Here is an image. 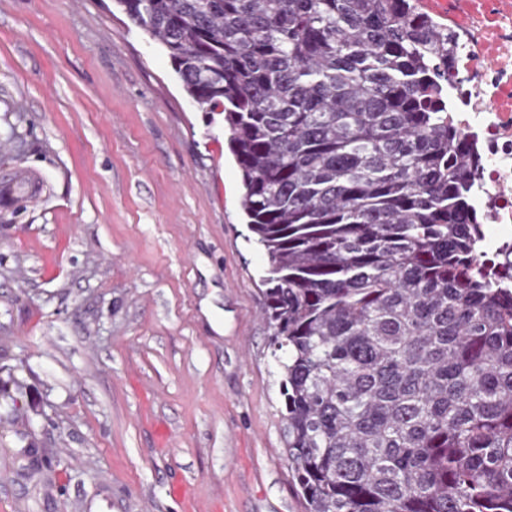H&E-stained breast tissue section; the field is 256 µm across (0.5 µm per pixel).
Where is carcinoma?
<instances>
[{"label": "carcinoma", "mask_w": 512, "mask_h": 512, "mask_svg": "<svg viewBox=\"0 0 512 512\" xmlns=\"http://www.w3.org/2000/svg\"><path fill=\"white\" fill-rule=\"evenodd\" d=\"M222 110L306 512H512V288L418 0H115Z\"/></svg>", "instance_id": "carcinoma-1"}]
</instances>
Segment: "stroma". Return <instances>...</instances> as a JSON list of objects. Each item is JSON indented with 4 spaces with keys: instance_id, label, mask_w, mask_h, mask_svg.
<instances>
[{
    "instance_id": "35a3bbf8",
    "label": "stroma",
    "mask_w": 512,
    "mask_h": 512,
    "mask_svg": "<svg viewBox=\"0 0 512 512\" xmlns=\"http://www.w3.org/2000/svg\"><path fill=\"white\" fill-rule=\"evenodd\" d=\"M16 165L46 191L0 210V512H305L223 118L114 0H0Z\"/></svg>"
}]
</instances>
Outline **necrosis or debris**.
<instances>
[{
    "label": "necrosis or debris",
    "instance_id": "obj_1",
    "mask_svg": "<svg viewBox=\"0 0 512 512\" xmlns=\"http://www.w3.org/2000/svg\"><path fill=\"white\" fill-rule=\"evenodd\" d=\"M446 20L456 52L448 119L476 157L485 249L503 267L512 262V0H449Z\"/></svg>",
    "mask_w": 512,
    "mask_h": 512
}]
</instances>
